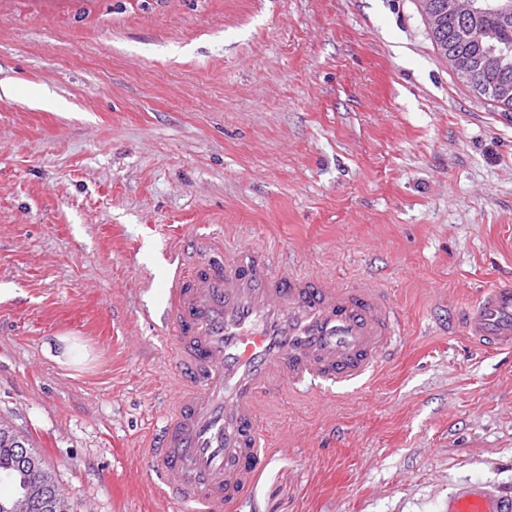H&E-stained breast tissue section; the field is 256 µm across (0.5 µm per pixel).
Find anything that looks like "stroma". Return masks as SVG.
<instances>
[{"instance_id": "1", "label": "stroma", "mask_w": 512, "mask_h": 512, "mask_svg": "<svg viewBox=\"0 0 512 512\" xmlns=\"http://www.w3.org/2000/svg\"><path fill=\"white\" fill-rule=\"evenodd\" d=\"M0 423L69 512H190L143 438L172 368L165 254L201 227L272 267L378 279L395 357L348 397L280 392L237 512H441L512 488V355L461 311L512 276V112L418 0H0ZM79 338V366L45 354Z\"/></svg>"}]
</instances>
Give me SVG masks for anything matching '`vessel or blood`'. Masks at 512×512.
Returning a JSON list of instances; mask_svg holds the SVG:
<instances>
[{
    "mask_svg": "<svg viewBox=\"0 0 512 512\" xmlns=\"http://www.w3.org/2000/svg\"><path fill=\"white\" fill-rule=\"evenodd\" d=\"M396 322L369 281L275 272L266 249L245 244L227 260L198 239L169 286L171 397L145 443L163 499L233 512L267 455L262 403L283 389L319 395L361 384L388 359ZM461 325L479 348L511 351L512 279L482 291ZM448 512H512V491L464 485Z\"/></svg>",
    "mask_w": 512,
    "mask_h": 512,
    "instance_id": "1",
    "label": "vessel or blood"
}]
</instances>
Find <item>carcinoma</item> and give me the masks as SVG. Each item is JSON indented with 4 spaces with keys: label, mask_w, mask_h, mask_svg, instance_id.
Returning a JSON list of instances; mask_svg holds the SVG:
<instances>
[{
    "label": "carcinoma",
    "mask_w": 512,
    "mask_h": 512,
    "mask_svg": "<svg viewBox=\"0 0 512 512\" xmlns=\"http://www.w3.org/2000/svg\"><path fill=\"white\" fill-rule=\"evenodd\" d=\"M420 0L435 47L443 58L459 53L466 68L458 75L496 107L512 109V82L508 90L497 92L487 84L501 75L512 76V0H441L449 5L443 14H431L429 4ZM27 446L12 429L0 425V475L14 479L22 487L19 448ZM44 483L47 498L37 501L33 512H68L65 498L51 475L44 471L36 478Z\"/></svg>",
    "instance_id": "carcinoma-1"
}]
</instances>
